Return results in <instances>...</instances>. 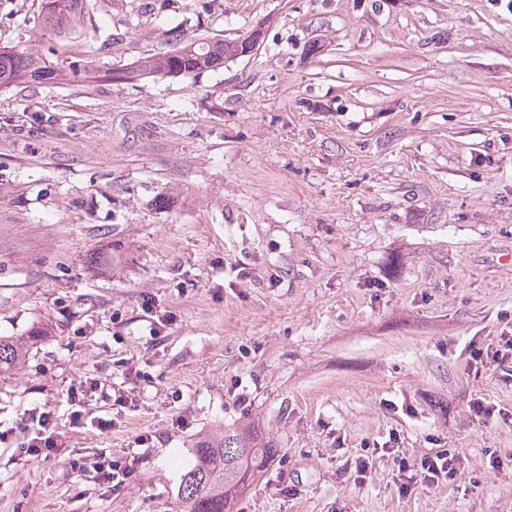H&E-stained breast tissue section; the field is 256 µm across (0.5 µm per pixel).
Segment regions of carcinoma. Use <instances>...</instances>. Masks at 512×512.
<instances>
[{
    "mask_svg": "<svg viewBox=\"0 0 512 512\" xmlns=\"http://www.w3.org/2000/svg\"><path fill=\"white\" fill-rule=\"evenodd\" d=\"M90 0H46L44 22L66 40L91 37L84 26ZM169 49L138 60L125 77L142 81L156 77H177L219 69L225 63L245 56L253 48L244 37L212 40L186 38L169 30ZM77 71L59 69L35 49L0 47V89L16 83L60 84ZM30 339H0V369L22 359ZM278 449L254 428L226 429L217 437L196 442L193 462L180 475L175 502L176 512H234L242 496L276 455Z\"/></svg>",
    "mask_w": 512,
    "mask_h": 512,
    "instance_id": "obj_1",
    "label": "carcinoma"
}]
</instances>
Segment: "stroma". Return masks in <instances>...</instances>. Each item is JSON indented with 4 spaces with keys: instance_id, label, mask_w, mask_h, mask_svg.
Listing matches in <instances>:
<instances>
[{
    "instance_id": "stroma-1",
    "label": "stroma",
    "mask_w": 512,
    "mask_h": 512,
    "mask_svg": "<svg viewBox=\"0 0 512 512\" xmlns=\"http://www.w3.org/2000/svg\"><path fill=\"white\" fill-rule=\"evenodd\" d=\"M43 5L0 0V46L91 73L0 91V337H35L0 372V512H169L195 442L247 424L279 455L234 512H512V422L469 409L512 383L466 352L512 321V0H91L87 41ZM258 25L219 69L102 77ZM142 435L119 485L67 466ZM392 435L463 475L355 484ZM47 414L48 415H44L43 418L40 417V419L37 420V423L41 429L38 430L39 432L36 434V437L32 438L27 446V448H29V452L37 456L41 452H50L53 448H56L55 446L57 445L56 436L53 435V432L49 433L48 436L46 435V425L50 422V413Z\"/></svg>"
}]
</instances>
